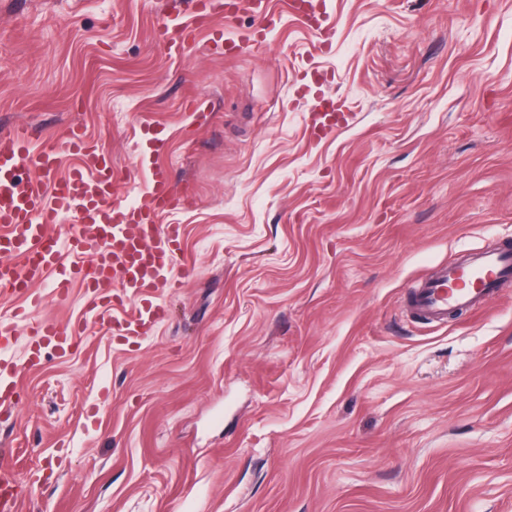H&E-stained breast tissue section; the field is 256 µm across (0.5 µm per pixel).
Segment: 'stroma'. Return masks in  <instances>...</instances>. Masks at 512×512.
Wrapping results in <instances>:
<instances>
[{"label": "stroma", "instance_id": "obj_1", "mask_svg": "<svg viewBox=\"0 0 512 512\" xmlns=\"http://www.w3.org/2000/svg\"><path fill=\"white\" fill-rule=\"evenodd\" d=\"M165 3L0 0V132L80 121L134 203L150 122L184 227L144 338L77 285L0 295V319L86 324L0 422L41 476L20 512H512V283L440 324L404 310L439 265L512 247V0H325L328 47L271 0L231 59L203 31L165 51ZM320 91L356 119L316 141ZM165 317V309L151 302L125 314L121 318H113L112 330L115 335L124 339H134L148 336L152 328Z\"/></svg>", "mask_w": 512, "mask_h": 512}]
</instances>
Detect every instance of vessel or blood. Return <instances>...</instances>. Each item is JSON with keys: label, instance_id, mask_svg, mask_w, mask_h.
Masks as SVG:
<instances>
[{"label": "vessel or blood", "instance_id": "b4317fda", "mask_svg": "<svg viewBox=\"0 0 512 512\" xmlns=\"http://www.w3.org/2000/svg\"><path fill=\"white\" fill-rule=\"evenodd\" d=\"M193 12L184 22L163 21L160 34L167 49L183 52L196 31L209 29L210 44L225 55L246 54L263 38L274 16L270 0H232L233 13L247 12L255 19L252 34L225 38L211 19L221 0H192ZM291 11L330 45L335 22L323 0H290ZM353 119L335 100L318 95L310 109V128L320 140ZM77 156L79 163L67 176H58L61 151ZM120 180L111 159L91 146L79 124H70L64 145L34 149L27 129L0 134V293L41 306L38 283H53L57 299H65L72 283H80L99 312L123 307L129 294L147 295L159 288H177L181 282L171 272L181 261L183 227L160 224L163 212L179 202L165 167L151 164L144 200L127 205L115 200ZM74 218L65 235L55 226L61 217ZM512 282V249L491 248L465 255L441 266L420 281L409 295L412 314L431 323L447 319L449 310H481ZM165 317L162 306L145 304L114 319L116 336L134 339L148 335ZM83 324L52 320L29 321L31 347L28 366L41 361L44 347L67 355L82 335ZM19 369L0 359V416L10 417L18 403ZM17 481L9 462L0 458V512H17Z\"/></svg>", "mask_w": 512, "mask_h": 512}]
</instances>
